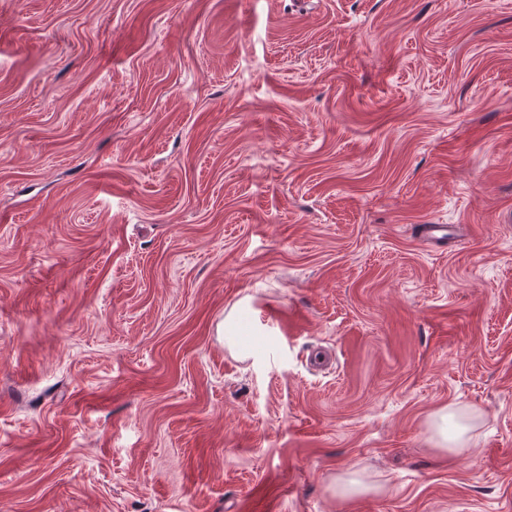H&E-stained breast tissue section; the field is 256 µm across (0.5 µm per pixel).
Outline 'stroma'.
Segmentation results:
<instances>
[{
  "label": "stroma",
  "instance_id": "obj_1",
  "mask_svg": "<svg viewBox=\"0 0 512 512\" xmlns=\"http://www.w3.org/2000/svg\"><path fill=\"white\" fill-rule=\"evenodd\" d=\"M0 512H512V0H0ZM477 419L479 414L476 410L448 404L435 414L430 426L440 447L448 449V453H456L468 445L469 433Z\"/></svg>",
  "mask_w": 512,
  "mask_h": 512
}]
</instances>
